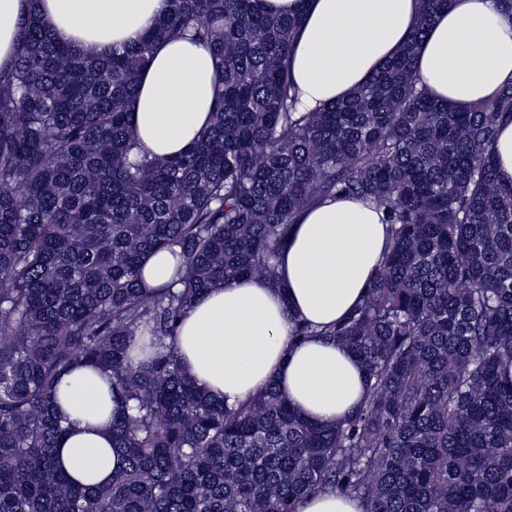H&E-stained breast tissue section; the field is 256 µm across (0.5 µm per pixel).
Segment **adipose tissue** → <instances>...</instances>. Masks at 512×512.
Returning a JSON list of instances; mask_svg holds the SVG:
<instances>
[{
    "label": "adipose tissue",
    "mask_w": 512,
    "mask_h": 512,
    "mask_svg": "<svg viewBox=\"0 0 512 512\" xmlns=\"http://www.w3.org/2000/svg\"><path fill=\"white\" fill-rule=\"evenodd\" d=\"M265 11L298 16L291 79L300 107L346 98L393 57L419 23L421 0H259ZM167 0H0V68L15 60L21 24L38 14L54 40L100 57L131 45L167 12ZM420 86L435 100L466 108L512 84V12L501 0H451L431 21L416 57ZM215 63L205 45H156L141 76L132 122L156 155L183 152L212 120ZM390 236L386 214L362 199L336 197L305 210L277 260L276 285L245 281L212 288L183 311L173 338L183 370L234 408L275 383L312 421L341 424L366 398L367 375L343 345L296 338L294 323L318 329L343 321L365 299ZM179 247L152 255L140 285L174 281ZM122 405L93 367L64 375L57 416L66 429L61 466L77 482L100 485L127 461L112 445L110 423Z\"/></svg>",
    "instance_id": "adipose-tissue-1"
}]
</instances>
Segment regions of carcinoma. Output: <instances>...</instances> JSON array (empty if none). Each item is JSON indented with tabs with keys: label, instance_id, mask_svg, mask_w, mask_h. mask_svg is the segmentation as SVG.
<instances>
[{
	"label": "carcinoma",
	"instance_id": "obj_1",
	"mask_svg": "<svg viewBox=\"0 0 512 512\" xmlns=\"http://www.w3.org/2000/svg\"><path fill=\"white\" fill-rule=\"evenodd\" d=\"M422 2L400 52L313 112L290 75L298 18L254 0H170L107 58L24 20L0 69V512H295L329 490L363 512H512V186L494 164L512 86L467 109L430 98L416 52L450 0ZM180 38L212 49L218 87L213 122L165 158L131 106L155 46ZM339 195L385 211V257L342 323L294 336L348 348L366 401L335 426L273 384L224 406L168 343L181 313L219 285L276 283L295 218ZM174 245L180 287H140ZM82 366L129 405L112 420L127 466L104 486L55 463L58 386Z\"/></svg>",
	"mask_w": 512,
	"mask_h": 512
}]
</instances>
